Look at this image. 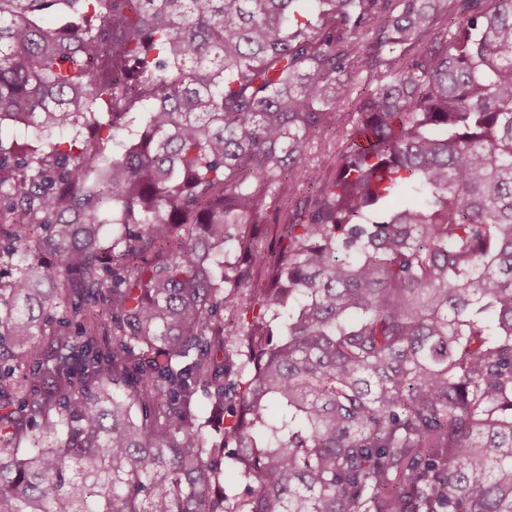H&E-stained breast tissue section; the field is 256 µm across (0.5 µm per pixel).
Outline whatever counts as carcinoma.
I'll use <instances>...</instances> for the list:
<instances>
[{
    "label": "carcinoma",
    "mask_w": 512,
    "mask_h": 512,
    "mask_svg": "<svg viewBox=\"0 0 512 512\" xmlns=\"http://www.w3.org/2000/svg\"><path fill=\"white\" fill-rule=\"evenodd\" d=\"M5 127L0 512H512V0H0Z\"/></svg>",
    "instance_id": "1"
}]
</instances>
